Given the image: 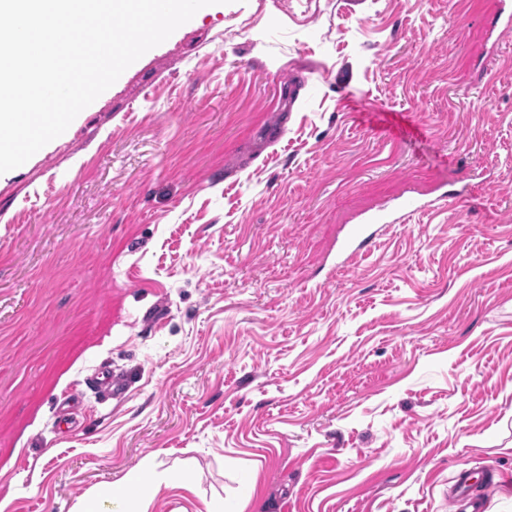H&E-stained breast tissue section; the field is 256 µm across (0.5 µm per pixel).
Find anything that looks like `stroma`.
Instances as JSON below:
<instances>
[{"mask_svg":"<svg viewBox=\"0 0 512 512\" xmlns=\"http://www.w3.org/2000/svg\"><path fill=\"white\" fill-rule=\"evenodd\" d=\"M495 2L220 0L0 175V512L136 466L149 512H449L462 469L512 512ZM398 218H386L383 219L382 224H374L376 228L369 227L370 225H359L351 230L349 236L343 246L341 252V260L337 263L338 266H352L354 259L359 253L365 248L371 239L376 236L379 232L388 228L390 224H397ZM85 384L90 390L101 392L108 396L120 395L125 378L122 374L112 370H100L85 379Z\"/></svg>","mask_w":512,"mask_h":512,"instance_id":"35a3bbf8","label":"stroma"}]
</instances>
